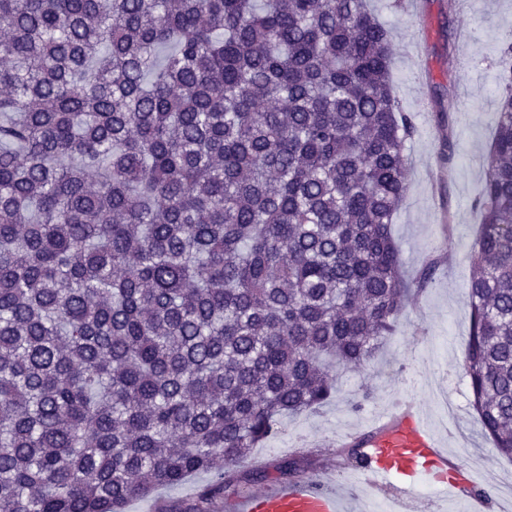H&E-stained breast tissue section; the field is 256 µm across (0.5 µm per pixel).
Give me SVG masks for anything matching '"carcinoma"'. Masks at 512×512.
<instances>
[{"label":"carcinoma","instance_id":"carcinoma-1","mask_svg":"<svg viewBox=\"0 0 512 512\" xmlns=\"http://www.w3.org/2000/svg\"><path fill=\"white\" fill-rule=\"evenodd\" d=\"M368 0H0V512L240 482L394 335L417 132ZM464 361L512 460V83Z\"/></svg>","mask_w":512,"mask_h":512}]
</instances>
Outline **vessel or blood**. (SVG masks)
<instances>
[{"label":"vessel or blood","mask_w":512,"mask_h":512,"mask_svg":"<svg viewBox=\"0 0 512 512\" xmlns=\"http://www.w3.org/2000/svg\"><path fill=\"white\" fill-rule=\"evenodd\" d=\"M363 450L368 489L386 487L401 477L394 499L399 512H408L418 496V480L454 470L455 459L442 447L414 401L376 419L370 429L355 439ZM225 512H341V498L334 487L317 483L261 489L227 499Z\"/></svg>","instance_id":"obj_1"}]
</instances>
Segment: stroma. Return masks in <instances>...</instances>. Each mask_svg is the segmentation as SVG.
Masks as SVG:
<instances>
[{
  "mask_svg": "<svg viewBox=\"0 0 512 512\" xmlns=\"http://www.w3.org/2000/svg\"><path fill=\"white\" fill-rule=\"evenodd\" d=\"M394 48V93L414 115L417 134L409 141V191L398 211L394 235L407 279L431 268L427 288L412 297L398 318L395 336L366 366L342 371L340 390L313 413L284 418L279 433L255 449V464L274 470L301 462L299 482L336 484L350 489L362 467L342 464L337 440L369 427L395 402H418L430 426L449 434L447 451L459 456L469 448L482 460L479 480L458 500L441 503L439 489L423 482L429 506L503 512L511 497L497 478L511 464L481 431L471 406L463 369L470 327L469 253L479 215L472 202L482 185V158L497 120L503 84L502 51L512 45V0H468L449 14L447 0H375ZM452 93L455 160L443 189L429 174L441 166V136L424 101L434 90ZM205 476L161 489L128 503L126 512H193L196 490Z\"/></svg>",
  "mask_w": 512,
  "mask_h": 512,
  "instance_id": "1",
  "label": "stroma"
}]
</instances>
